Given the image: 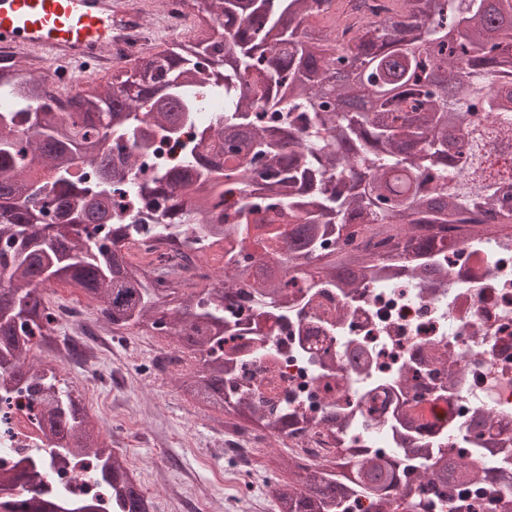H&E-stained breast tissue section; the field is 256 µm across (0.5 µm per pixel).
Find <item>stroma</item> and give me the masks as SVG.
Returning a JSON list of instances; mask_svg holds the SVG:
<instances>
[{
	"instance_id": "1",
	"label": "stroma",
	"mask_w": 512,
	"mask_h": 512,
	"mask_svg": "<svg viewBox=\"0 0 512 512\" xmlns=\"http://www.w3.org/2000/svg\"><path fill=\"white\" fill-rule=\"evenodd\" d=\"M44 296L62 347L33 349L30 358L58 369L152 499V512H274L260 470L225 453L223 421L183 396L176 373L157 369L176 350L171 337L135 328L112 334L95 302L69 287L48 286Z\"/></svg>"
}]
</instances>
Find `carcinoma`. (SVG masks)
I'll list each match as a JSON object with an SVG mask.
<instances>
[{"mask_svg":"<svg viewBox=\"0 0 512 512\" xmlns=\"http://www.w3.org/2000/svg\"><path fill=\"white\" fill-rule=\"evenodd\" d=\"M189 32L176 48L142 50L132 69L90 95L62 94L46 75L0 56V393L32 392L39 429L58 458H87L110 494L72 501L56 489L6 493L0 512H151L152 502L112 442L95 432L56 368L27 363L53 348L57 318L46 285L64 283L99 304L114 333L166 335L194 363L180 373L191 402L261 425L276 437L298 422L270 411L232 381L224 353L239 328L224 304L249 290L265 312L288 305L297 282L353 293L408 274L450 285L438 255L445 234L480 240L478 225H512V0H392L349 42L311 19L326 0H179ZM349 79L338 85V72ZM210 96L224 111L197 125ZM195 136L183 162L156 172L146 204L158 223L121 224L116 198L133 187L136 160L158 133ZM154 235L166 263L129 260L138 231ZM224 243L218 281L187 274ZM362 418L334 399L320 425L348 453L302 465L271 451L258 464L275 512H345L368 497L375 512H427L445 497L473 512H512V468L477 467L464 448L441 449L413 431V406L393 409V456L349 447ZM507 430L486 414L469 438ZM50 464L23 459L0 485L42 480ZM288 478L280 477L282 467Z\"/></svg>","mask_w":512,"mask_h":512,"instance_id":"obj_1","label":"carcinoma"}]
</instances>
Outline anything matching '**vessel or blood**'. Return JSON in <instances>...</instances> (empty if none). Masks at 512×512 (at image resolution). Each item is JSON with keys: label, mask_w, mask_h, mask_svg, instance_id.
I'll return each mask as SVG.
<instances>
[{"label": "vessel or blood", "mask_w": 512, "mask_h": 512, "mask_svg": "<svg viewBox=\"0 0 512 512\" xmlns=\"http://www.w3.org/2000/svg\"><path fill=\"white\" fill-rule=\"evenodd\" d=\"M146 10L145 0H0V40L70 70L143 23Z\"/></svg>", "instance_id": "b4317fda"}]
</instances>
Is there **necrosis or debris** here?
I'll use <instances>...</instances> for the list:
<instances>
[{
    "mask_svg": "<svg viewBox=\"0 0 512 512\" xmlns=\"http://www.w3.org/2000/svg\"><path fill=\"white\" fill-rule=\"evenodd\" d=\"M444 255L451 288H433L410 277L372 284L352 295L334 288L314 295L294 292L295 305L267 317L260 332L237 337L232 346L241 383H274L277 402L303 418L321 413L329 397L356 399L363 423L355 448L391 449L388 420L410 357L425 360L422 395L414 413L435 424L445 445L465 436L475 411L512 418V232L503 231L482 249L448 241ZM370 353L372 369L356 376L345 365L353 344ZM454 355L465 366V381L446 388L439 361ZM335 376L324 374L325 365ZM37 406L29 396L11 401L14 424L0 433V468L43 455L41 434L30 423Z\"/></svg>",
    "mask_w": 512,
    "mask_h": 512,
    "instance_id": "4bbe7bcc",
    "label": "necrosis or debris"
}]
</instances>
